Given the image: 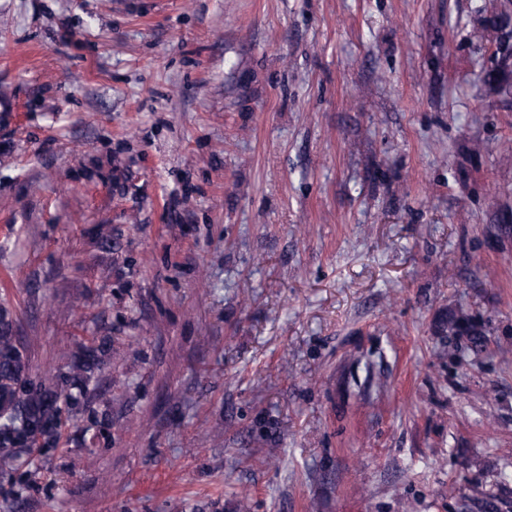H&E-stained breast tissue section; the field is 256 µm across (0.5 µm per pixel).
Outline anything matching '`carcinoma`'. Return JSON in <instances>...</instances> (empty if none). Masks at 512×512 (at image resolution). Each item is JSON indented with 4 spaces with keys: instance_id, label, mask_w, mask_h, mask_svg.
I'll use <instances>...</instances> for the list:
<instances>
[{
    "instance_id": "cac0c4a2",
    "label": "carcinoma",
    "mask_w": 512,
    "mask_h": 512,
    "mask_svg": "<svg viewBox=\"0 0 512 512\" xmlns=\"http://www.w3.org/2000/svg\"><path fill=\"white\" fill-rule=\"evenodd\" d=\"M511 25V15L493 10L482 30L502 31ZM111 357L112 342L104 336L81 344L64 366L33 377L16 322L0 307L1 475L33 483L34 455L59 447L66 425L85 414L89 394Z\"/></svg>"
}]
</instances>
